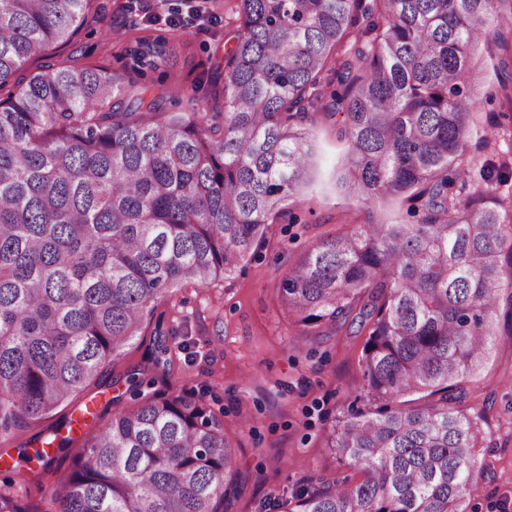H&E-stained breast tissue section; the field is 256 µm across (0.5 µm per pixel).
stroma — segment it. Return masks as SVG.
I'll use <instances>...</instances> for the list:
<instances>
[{
    "label": "stroma",
    "mask_w": 512,
    "mask_h": 512,
    "mask_svg": "<svg viewBox=\"0 0 512 512\" xmlns=\"http://www.w3.org/2000/svg\"><path fill=\"white\" fill-rule=\"evenodd\" d=\"M124 0H93L84 24L65 44L31 56L8 88L28 81L47 64L100 68L153 84L168 97L182 99L187 88L223 57L226 33L239 23L229 0H208L207 15L190 20L187 0H140L133 11ZM138 42L160 44L163 59L145 72L128 67V51ZM495 59L508 65L489 76L492 100L474 105L479 134L492 122L512 116V36L492 46ZM337 125L318 129L323 178L302 201L291 205V218H279L266 240L236 273L207 287L179 286L145 317L141 332L122 355L106 363L98 377L73 395L52 417L0 442V477L14 468L16 491L30 500L40 495L33 476L40 469L35 452L52 435L71 437L54 467L67 471L85 445L81 428L101 429L115 413L127 410L125 375L143 366L155 333L170 347L171 366L151 375L145 394L170 395L204 391L211 409L224 423L231 442L241 489L227 512H274L275 504L294 489L318 478L349 475L325 445V433L351 405L366 406L361 354L365 341L355 329L301 335L287 309L278 302V287L289 267L313 243L337 229L368 219L366 206L345 200L328 174L343 146ZM500 302L499 324L480 369L463 378V406L480 431L477 461L485 468L463 502L465 512H512V322L511 309ZM80 430H73L72 420Z\"/></svg>",
    "instance_id": "obj_1"
}]
</instances>
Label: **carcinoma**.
<instances>
[{"instance_id":"cac0c4a2","label":"carcinoma","mask_w":512,"mask_h":512,"mask_svg":"<svg viewBox=\"0 0 512 512\" xmlns=\"http://www.w3.org/2000/svg\"><path fill=\"white\" fill-rule=\"evenodd\" d=\"M90 0H0V90L44 46L68 42ZM211 79L167 94L98 68L48 65L0 98V438L55 414L123 353L176 287L235 273L268 224L319 182L317 129L342 116L336 192L410 223L319 239L279 302L303 336L356 324L374 408L342 414L327 447L363 475L303 485L286 512H465L477 423L457 381L512 305V195L473 186L470 107L482 47L512 0H238ZM158 47L129 55L154 64ZM157 335L148 365L165 370ZM146 373L126 383L141 395ZM224 424L193 393L115 414L40 502L0 484V512H220L237 493Z\"/></svg>"}]
</instances>
